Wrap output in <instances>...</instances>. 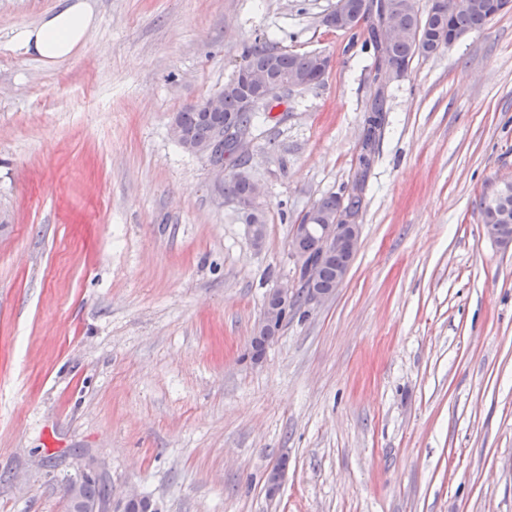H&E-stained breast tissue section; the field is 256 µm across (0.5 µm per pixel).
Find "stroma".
<instances>
[{"instance_id": "stroma-1", "label": "stroma", "mask_w": 512, "mask_h": 512, "mask_svg": "<svg viewBox=\"0 0 512 512\" xmlns=\"http://www.w3.org/2000/svg\"><path fill=\"white\" fill-rule=\"evenodd\" d=\"M91 3L44 62L14 37L56 0H0V512L87 476L154 512H512V247L479 210L512 180V10L389 84L364 171L376 63L336 0ZM262 35L330 66L254 131L257 246L169 126ZM361 172L345 281L253 363L295 224Z\"/></svg>"}]
</instances>
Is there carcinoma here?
I'll return each mask as SVG.
<instances>
[{"label":"carcinoma","instance_id":"1","mask_svg":"<svg viewBox=\"0 0 512 512\" xmlns=\"http://www.w3.org/2000/svg\"><path fill=\"white\" fill-rule=\"evenodd\" d=\"M387 5L395 24L403 33L401 39L384 49L387 61L403 70L416 56H430L446 48L469 32L482 29L494 17V0H438L427 12L416 8L415 0H344V9L354 17L355 25L381 16L382 5ZM246 63L268 70L278 93L269 101L249 102L253 91L247 90L231 78L219 93L224 97L220 112H209L205 101L190 104L176 113L173 120L183 132L182 148L192 153L199 149L209 151V162L224 163L233 159L236 165H244L242 152L236 142L224 140V133H234L252 141L253 130L262 116L279 105L292 92H299L322 81L323 71L319 57L312 53L288 52L272 42L254 46L247 55ZM254 179L248 170L224 181V196L247 205L243 210L245 223L264 224L266 217L259 206L252 205ZM340 195L334 193L319 199L312 211L300 220L302 224H323L325 217L336 212ZM483 223L498 224L507 221L512 225V185L503 189L501 196L492 204L480 200ZM350 259L344 250L331 252L323 261L314 287L323 293L336 290V270L345 267ZM110 496L109 489L88 480L82 483L81 503L75 512H83L89 503L103 502Z\"/></svg>","mask_w":512,"mask_h":512}]
</instances>
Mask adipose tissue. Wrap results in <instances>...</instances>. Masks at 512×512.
Returning a JSON list of instances; mask_svg holds the SVG:
<instances>
[{"mask_svg":"<svg viewBox=\"0 0 512 512\" xmlns=\"http://www.w3.org/2000/svg\"><path fill=\"white\" fill-rule=\"evenodd\" d=\"M97 16L90 0H57L39 24L18 31L15 46L23 54L47 62L71 57L81 48Z\"/></svg>","mask_w":512,"mask_h":512,"instance_id":"adipose-tissue-1","label":"adipose tissue"}]
</instances>
